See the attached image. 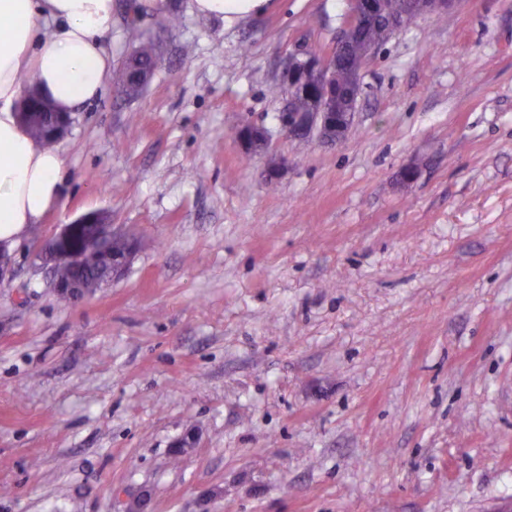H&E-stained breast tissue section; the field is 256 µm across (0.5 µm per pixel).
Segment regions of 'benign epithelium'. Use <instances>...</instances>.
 Listing matches in <instances>:
<instances>
[{"label": "benign epithelium", "instance_id": "obj_1", "mask_svg": "<svg viewBox=\"0 0 512 512\" xmlns=\"http://www.w3.org/2000/svg\"><path fill=\"white\" fill-rule=\"evenodd\" d=\"M460 2L462 0H399L397 10L390 12L385 8L384 0H350L342 36L328 56L300 53L288 58L282 81L286 87L309 95L314 106L308 112H292L289 105H284L278 115L280 129L288 134L294 130L302 131L309 139L336 144L342 142L353 123L360 94L361 70L377 50L372 42L351 40L349 33L362 31L381 21L385 24L384 34L389 37L419 17L447 14L455 10ZM349 55L354 56L351 76L347 86L338 91L335 71L340 61ZM340 100L344 101V111H333ZM44 107V100L30 92L25 96V109L21 117L29 123ZM71 122L70 113H54L46 130L48 139L55 140L65 134ZM236 136L250 154H263L269 149L270 135L262 126L243 125L236 131ZM113 238H124L131 242L130 251L125 256L115 257L106 252L105 242ZM138 250L136 239L115 231L105 213L93 211L65 225L42 248L39 259L53 268L62 266L75 270H82L91 262L106 261L111 267L109 282L112 283L125 275ZM52 288L56 294L72 300L87 294L81 281L75 278L64 281L54 277Z\"/></svg>", "mask_w": 512, "mask_h": 512}]
</instances>
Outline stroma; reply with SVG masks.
<instances>
[{"label": "stroma", "mask_w": 512, "mask_h": 512, "mask_svg": "<svg viewBox=\"0 0 512 512\" xmlns=\"http://www.w3.org/2000/svg\"><path fill=\"white\" fill-rule=\"evenodd\" d=\"M126 4L54 144L60 202L0 282V512H512V0L397 32L337 145L282 132L269 88L332 51L349 0L230 26ZM91 211L140 248L59 301L38 252ZM127 62V65H125ZM120 71V83L129 98H135L144 90L143 87H135L132 80V72L136 67H152L156 65L155 49L151 44H144L131 53L125 60ZM236 136L250 154H263L269 149L270 135L262 126L243 125L236 131Z\"/></svg>", "instance_id": "obj_1"}]
</instances>
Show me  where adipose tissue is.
<instances>
[{
    "label": "adipose tissue",
    "mask_w": 512,
    "mask_h": 512,
    "mask_svg": "<svg viewBox=\"0 0 512 512\" xmlns=\"http://www.w3.org/2000/svg\"><path fill=\"white\" fill-rule=\"evenodd\" d=\"M268 0H193L201 16L225 23L261 12ZM112 0H0V245L13 249L54 208L65 179L60 153L20 120L23 85L55 111L101 94L112 71L102 41Z\"/></svg>",
    "instance_id": "obj_1"
}]
</instances>
